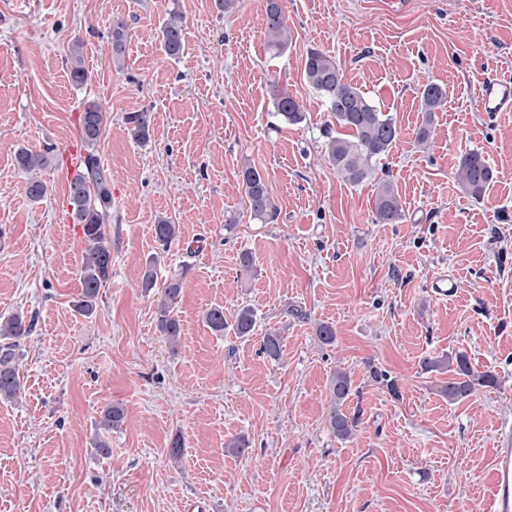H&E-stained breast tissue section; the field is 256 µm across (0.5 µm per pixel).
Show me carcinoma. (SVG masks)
I'll list each match as a JSON object with an SVG mask.
<instances>
[{
	"mask_svg": "<svg viewBox=\"0 0 512 512\" xmlns=\"http://www.w3.org/2000/svg\"><path fill=\"white\" fill-rule=\"evenodd\" d=\"M265 44L275 55H282L291 43V33L286 22L281 0H266ZM161 43L165 53L177 57L182 53V25L180 17L173 13L160 29ZM126 24L119 20L112 23V61L120 63L126 52ZM83 45L73 43L70 78L76 84L87 79V71L82 63ZM304 76L308 85L322 98L336 122L340 132L325 134V154L336 173L351 185L365 181L376 182L374 200L375 224H396L403 219V210L393 184L378 176V165L390 151L399 137L400 129L393 117L383 112L366 96L360 88L349 83L336 59L318 50L307 53ZM446 92L436 84L424 87L421 96L422 110L425 112L422 126L417 132L418 144L423 146L428 140V126L433 112L444 105ZM275 114L289 124H300L305 120L299 102L286 91H277L273 97ZM130 136L139 142L150 138V116L146 112H130L124 117ZM80 136L85 146L82 157V171L71 180L70 197L73 204L72 220L82 230L85 249L81 260L82 292L74 304L77 313L84 317L92 316L97 309L100 289L112 275V238L107 233V224L112 217V183L105 175L100 157L94 147L105 126V115L101 106L94 100L82 104L80 113ZM56 148L52 145L42 151L21 148L15 155L19 168L32 171L45 167ZM493 176L492 170L482 153L473 150L466 153L454 173V179L465 194L479 201L483 199L487 184ZM244 194L249 202L253 219L261 224H272L278 220V209L270 195L267 179L253 167L241 171ZM155 241L161 250H167L178 237V226L166 219H159L153 228ZM156 262L146 265L141 280V288L153 294L156 300V329L171 348H176L182 335L177 307L186 272L171 276L158 283L155 272ZM207 326L217 335L224 334L227 323L224 308L211 307L205 312ZM37 324L35 317L26 318L19 314L0 317V400L12 401L22 394V381L19 375L20 341L31 335ZM256 324L254 310L248 306L238 309L233 331L244 337L252 335ZM283 339L273 332L263 338L261 352L270 359H277L282 353ZM448 368L452 378L440 387L442 396L448 402H458L480 387L496 384V376L490 372L474 369L463 353L454 360H432L425 362V368L434 370ZM332 406L329 411L330 428L336 436L344 439L350 436L357 424L356 417L342 412V406L350 397L352 382L347 372L338 370L330 382ZM124 419V410L117 405H108L102 411L100 426L105 430L118 427Z\"/></svg>",
	"mask_w": 512,
	"mask_h": 512,
	"instance_id": "obj_1",
	"label": "carcinoma"
}]
</instances>
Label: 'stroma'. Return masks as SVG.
<instances>
[{
    "mask_svg": "<svg viewBox=\"0 0 512 512\" xmlns=\"http://www.w3.org/2000/svg\"><path fill=\"white\" fill-rule=\"evenodd\" d=\"M282 7L293 43L273 59L265 0H237L229 16L215 0H0V315L38 317L19 348L23 394L0 401V512H483L496 441L512 432V112L479 111L476 87L484 68L512 78V0ZM173 12L184 35L175 58L159 32ZM116 20L127 25L119 64ZM77 38L81 86L68 64ZM311 49L395 118L401 135L381 167L400 222L373 223L374 183L343 182L325 157L330 114L304 79ZM426 83L447 99L423 149ZM279 89L304 122L273 117ZM87 99L106 115L97 152L112 183V276L89 318L73 307L84 243L61 166L38 171L48 193L36 204L15 162L21 147H81ZM143 111L145 145L124 124ZM471 149L494 173L479 201L453 177ZM246 166L266 175L277 223L250 220ZM161 217L179 228L163 253ZM154 254L159 277L189 269L174 349L140 286ZM442 273L455 284L445 300L432 289ZM214 305L229 322L251 306L253 335L211 333L203 314ZM321 323L333 344L318 341ZM269 331L284 338L276 361L259 352ZM459 352L497 384L451 403L439 392L447 374L423 362ZM339 368L352 380L343 411L359 418L343 440L327 418ZM111 403L124 419L103 432ZM99 436L109 457L94 449ZM237 436L249 442L241 455L225 447Z\"/></svg>",
    "mask_w": 512,
    "mask_h": 512,
    "instance_id": "obj_1",
    "label": "stroma"
}]
</instances>
